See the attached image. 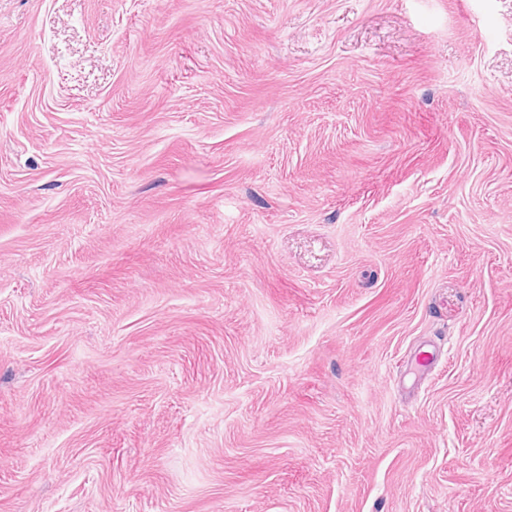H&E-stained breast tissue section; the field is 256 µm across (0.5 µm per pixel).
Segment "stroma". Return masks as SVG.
Instances as JSON below:
<instances>
[{"mask_svg": "<svg viewBox=\"0 0 512 512\" xmlns=\"http://www.w3.org/2000/svg\"><path fill=\"white\" fill-rule=\"evenodd\" d=\"M0 512H512V0H0Z\"/></svg>", "mask_w": 512, "mask_h": 512, "instance_id": "35a3bbf8", "label": "stroma"}]
</instances>
